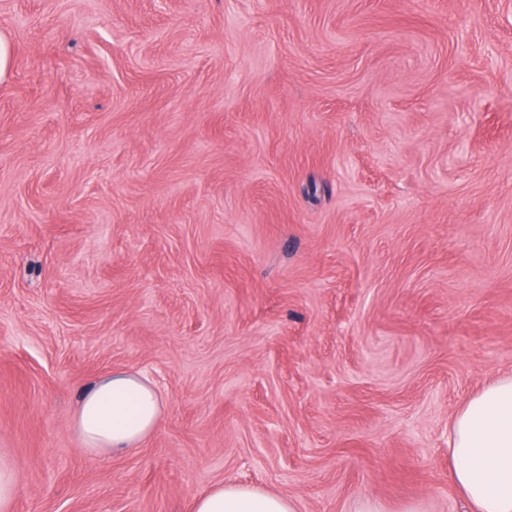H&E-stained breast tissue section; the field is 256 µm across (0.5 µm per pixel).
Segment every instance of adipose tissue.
Wrapping results in <instances>:
<instances>
[{
  "mask_svg": "<svg viewBox=\"0 0 512 512\" xmlns=\"http://www.w3.org/2000/svg\"><path fill=\"white\" fill-rule=\"evenodd\" d=\"M154 385L116 371L81 397L74 415L85 449L122 454L152 434L162 417ZM448 479L467 512H512V374L471 396L448 424ZM192 512H298L289 497L232 483L197 496Z\"/></svg>",
  "mask_w": 512,
  "mask_h": 512,
  "instance_id": "obj_1",
  "label": "adipose tissue"
}]
</instances>
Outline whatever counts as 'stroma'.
<instances>
[{
	"instance_id": "1",
	"label": "stroma",
	"mask_w": 512,
	"mask_h": 512,
	"mask_svg": "<svg viewBox=\"0 0 512 512\" xmlns=\"http://www.w3.org/2000/svg\"><path fill=\"white\" fill-rule=\"evenodd\" d=\"M12 512H464L448 422L512 374V0H0ZM165 408L85 450L82 393ZM162 414V398L152 383L135 372L116 371L83 394L74 419L85 449L122 454L152 434ZM192 512H299L292 498L220 482L197 496Z\"/></svg>"
}]
</instances>
